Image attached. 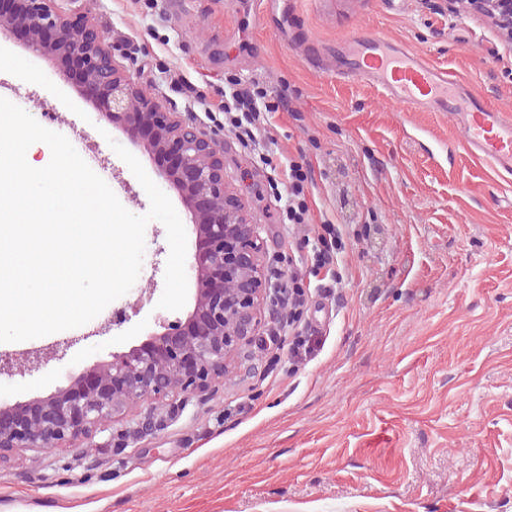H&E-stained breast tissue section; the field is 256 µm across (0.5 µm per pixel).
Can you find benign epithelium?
Returning a JSON list of instances; mask_svg holds the SVG:
<instances>
[{
	"label": "benign epithelium",
	"mask_w": 512,
	"mask_h": 512,
	"mask_svg": "<svg viewBox=\"0 0 512 512\" xmlns=\"http://www.w3.org/2000/svg\"><path fill=\"white\" fill-rule=\"evenodd\" d=\"M56 0H0V31L34 54L79 61L75 85L100 115L153 159L159 176L191 213L195 293L185 319L97 363L45 397L0 405V461L18 448L53 449L91 434L103 421L179 391L207 396L240 355L266 343L279 300L265 267L267 240L224 178V144L178 112L144 96L137 73L119 65L97 27ZM470 12L512 23V0H469Z\"/></svg>",
	"instance_id": "1"
}]
</instances>
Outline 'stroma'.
<instances>
[{"label":"stroma","instance_id":"35a3bbf8","mask_svg":"<svg viewBox=\"0 0 512 512\" xmlns=\"http://www.w3.org/2000/svg\"><path fill=\"white\" fill-rule=\"evenodd\" d=\"M57 0L83 12L117 61L163 109L222 130L215 105L232 78L287 88L271 138L224 133V174L268 241V262L306 272L308 227L285 230L266 154H306L314 194L340 227L343 281L311 286L301 314L320 343L304 360L256 353L257 371L218 379L180 407L156 402L108 419L73 446L26 448L0 465V512H512V173L471 156L448 114L393 104L375 85L314 69L305 41L327 50L372 31L403 41L512 112V60L484 22L452 20L446 0ZM0 97L102 155L108 186L132 214L150 200L115 151L148 176L153 161L68 83L53 60L0 34ZM201 96L184 94L181 82ZM131 289L87 326L0 342L13 362L0 401L44 397L112 353L139 345L185 310L159 308L170 255L150 221Z\"/></svg>","mask_w":512,"mask_h":512}]
</instances>
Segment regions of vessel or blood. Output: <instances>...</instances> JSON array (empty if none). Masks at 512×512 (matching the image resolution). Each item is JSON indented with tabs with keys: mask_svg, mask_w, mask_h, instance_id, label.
Here are the masks:
<instances>
[{
	"mask_svg": "<svg viewBox=\"0 0 512 512\" xmlns=\"http://www.w3.org/2000/svg\"><path fill=\"white\" fill-rule=\"evenodd\" d=\"M336 75L365 79L400 105L448 113L474 157L512 172V120L405 44L379 34L357 33L337 43Z\"/></svg>",
	"mask_w": 512,
	"mask_h": 512,
	"instance_id": "obj_1",
	"label": "vessel or blood"
}]
</instances>
